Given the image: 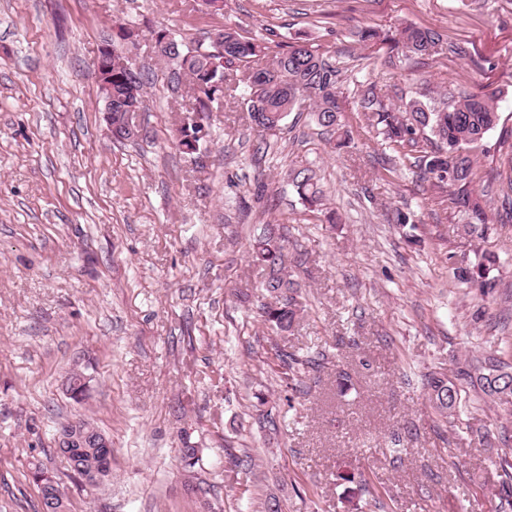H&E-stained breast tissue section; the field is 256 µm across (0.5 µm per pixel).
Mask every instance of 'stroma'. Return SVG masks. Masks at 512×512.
I'll list each match as a JSON object with an SVG mask.
<instances>
[{
	"label": "stroma",
	"instance_id": "obj_1",
	"mask_svg": "<svg viewBox=\"0 0 512 512\" xmlns=\"http://www.w3.org/2000/svg\"><path fill=\"white\" fill-rule=\"evenodd\" d=\"M405 23L468 41L469 57L442 49L419 64L358 38ZM125 25L140 29L128 58L146 109L141 136L118 141L93 62ZM159 27L187 43L266 33L271 56L308 42L343 70L348 146L331 151L304 115L258 154L231 87L184 152L189 82L172 85ZM362 82L392 104L494 95L499 121L476 154L475 186L492 189L486 239L376 139ZM304 167L322 205L296 192ZM511 171L512 0H0V512H38V467L68 512H259L271 497L281 512H512V483L488 462L512 449V397L460 381L449 421L426 387L475 359L512 358ZM398 210L416 243L391 223ZM269 222L284 226L305 295L282 334L260 317L263 271L249 254ZM483 250L499 258L496 288H459L454 268ZM316 348L319 370L288 377L279 351ZM75 368L88 378L80 403L65 391ZM78 418L112 442V471L93 486L55 445ZM398 441L396 467L386 450ZM188 447L203 456L192 472Z\"/></svg>",
	"mask_w": 512,
	"mask_h": 512
}]
</instances>
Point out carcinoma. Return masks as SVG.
Wrapping results in <instances>:
<instances>
[{"label":"carcinoma","instance_id":"1","mask_svg":"<svg viewBox=\"0 0 512 512\" xmlns=\"http://www.w3.org/2000/svg\"><path fill=\"white\" fill-rule=\"evenodd\" d=\"M222 49L211 41L194 44L173 43V49L163 57L175 62L188 76L194 93L191 111L203 114L224 93L227 70L237 66L242 82L248 89L247 112L259 133L274 125L284 126L291 112L303 107L321 127L340 137L345 143L348 131L341 123L339 97L342 89L341 72L324 54L306 42L289 46L288 50L271 59L265 58V46L254 38H244L225 30ZM391 45L409 56H430L436 52L440 35L431 29L405 26L388 37ZM124 55L116 50L112 55V123H121V108L131 99L144 98L143 84L122 66ZM360 109L377 136L410 161L416 176L430 186L448 193L453 208L467 218L465 233L484 239L491 230L484 196L474 189L475 160L471 149L480 144L498 122L493 98L471 94L461 99L450 96L438 103L409 100L402 107L385 102L374 83L357 89ZM202 128L181 129L178 144L190 152L197 150ZM294 186L300 199L315 205L321 201L315 173L309 168L297 171ZM278 225L267 224L252 245V255L264 267V288L269 297L262 308L265 324L273 331L286 332L304 311L299 282L288 272V247L277 231ZM497 256L483 251L474 263L454 272L457 284L463 288L485 292L496 287L491 273L496 269ZM322 351H309L299 356L286 350L278 354L282 367L300 377L320 366L325 359ZM463 375L484 397L495 399L507 390L512 381V364L498 357L477 359ZM429 401L443 417L457 414L461 404L458 385L445 376L432 375L427 380Z\"/></svg>","mask_w":512,"mask_h":512}]
</instances>
